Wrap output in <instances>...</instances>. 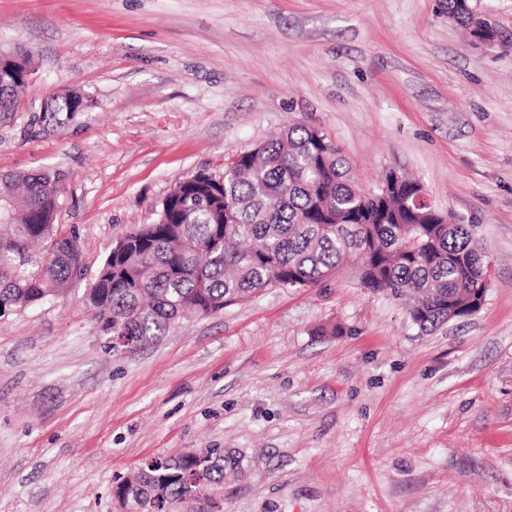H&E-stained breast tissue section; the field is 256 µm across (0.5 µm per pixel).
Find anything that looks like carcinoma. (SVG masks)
Returning <instances> with one entry per match:
<instances>
[{
    "label": "carcinoma",
    "instance_id": "obj_1",
    "mask_svg": "<svg viewBox=\"0 0 512 512\" xmlns=\"http://www.w3.org/2000/svg\"><path fill=\"white\" fill-rule=\"evenodd\" d=\"M472 0H448L466 29ZM54 174L0 178L10 201L0 227V318L64 293L83 275L78 240L55 224ZM419 182L359 187L336 142L302 124L224 171L197 172L161 202L155 221L107 255L87 297L101 335L139 348L192 317L216 314L266 288H311L354 258L359 285L408 305L429 332L473 315L490 261L472 224L417 205ZM224 449L153 457L120 476L127 512H211L224 493Z\"/></svg>",
    "mask_w": 512,
    "mask_h": 512
}]
</instances>
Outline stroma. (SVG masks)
Segmentation results:
<instances>
[{
	"label": "stroma",
	"instance_id": "1",
	"mask_svg": "<svg viewBox=\"0 0 512 512\" xmlns=\"http://www.w3.org/2000/svg\"><path fill=\"white\" fill-rule=\"evenodd\" d=\"M1 51L31 76L0 175L60 176L84 274L0 321V512H117L116 477L196 448L239 462L224 512H512V50L448 0H0ZM69 89L93 107L41 111ZM291 124L475 225L482 309L423 333L346 270L107 349L86 291L116 241Z\"/></svg>",
	"mask_w": 512,
	"mask_h": 512
}]
</instances>
